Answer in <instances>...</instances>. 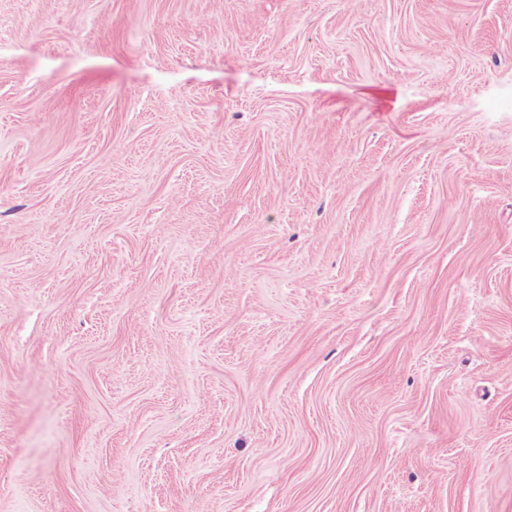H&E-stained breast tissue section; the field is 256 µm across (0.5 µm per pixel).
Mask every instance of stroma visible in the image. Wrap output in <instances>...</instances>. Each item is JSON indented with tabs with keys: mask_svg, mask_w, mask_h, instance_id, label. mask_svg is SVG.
I'll return each mask as SVG.
<instances>
[{
	"mask_svg": "<svg viewBox=\"0 0 512 512\" xmlns=\"http://www.w3.org/2000/svg\"><path fill=\"white\" fill-rule=\"evenodd\" d=\"M0 512H512V0H0Z\"/></svg>",
	"mask_w": 512,
	"mask_h": 512,
	"instance_id": "stroma-1",
	"label": "stroma"
}]
</instances>
